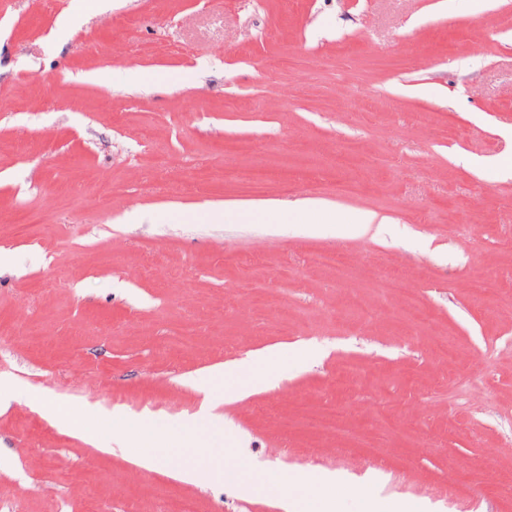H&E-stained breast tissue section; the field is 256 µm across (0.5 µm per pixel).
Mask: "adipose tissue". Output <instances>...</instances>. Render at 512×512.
<instances>
[{
  "label": "adipose tissue",
  "mask_w": 512,
  "mask_h": 512,
  "mask_svg": "<svg viewBox=\"0 0 512 512\" xmlns=\"http://www.w3.org/2000/svg\"><path fill=\"white\" fill-rule=\"evenodd\" d=\"M303 214L301 229L310 235H322L329 230H337L339 235L354 237L369 232L377 225V217L372 213L361 214L355 222L346 223L336 210L325 208L314 202L301 204ZM49 413L65 422L78 421L83 434L94 438L107 432L122 437L128 448L134 452V459L144 467L151 468L165 464L176 475L186 481H198L199 473L182 466L181 451L185 448L200 450L205 445L200 438H186L178 428L157 427L147 420L125 421L106 419L94 414L74 416L71 410L47 404ZM239 462L232 454H225L223 476L225 483L241 496L261 494L273 498L282 512H340L336 498V477L332 474H315L302 479L298 493H291L287 483L272 475L258 483L243 481L238 476Z\"/></svg>",
  "instance_id": "1"
}]
</instances>
